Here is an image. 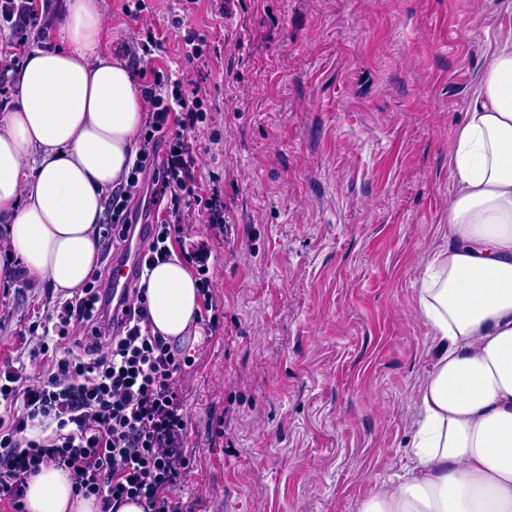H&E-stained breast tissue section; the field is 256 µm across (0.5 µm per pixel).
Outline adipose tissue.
<instances>
[{
    "mask_svg": "<svg viewBox=\"0 0 512 512\" xmlns=\"http://www.w3.org/2000/svg\"><path fill=\"white\" fill-rule=\"evenodd\" d=\"M0 111V221L29 284L63 296L97 262L103 199L132 164L147 103L112 52L103 0H67L55 47L26 53ZM448 245L424 269L434 340L398 481L359 512H512V40L490 55L452 149ZM155 331L197 335L200 283L179 257L146 279ZM29 512H98L66 472L31 477Z\"/></svg>",
    "mask_w": 512,
    "mask_h": 512,
    "instance_id": "ef3b65f1",
    "label": "adipose tissue"
}]
</instances>
